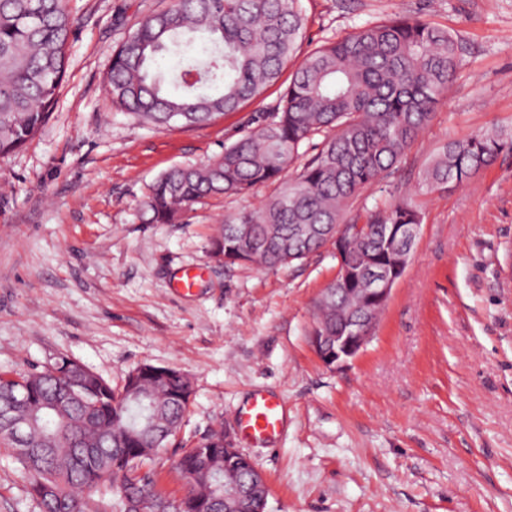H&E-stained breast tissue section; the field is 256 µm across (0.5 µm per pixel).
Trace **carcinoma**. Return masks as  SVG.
<instances>
[{
    "label": "carcinoma",
    "instance_id": "carcinoma-1",
    "mask_svg": "<svg viewBox=\"0 0 512 512\" xmlns=\"http://www.w3.org/2000/svg\"><path fill=\"white\" fill-rule=\"evenodd\" d=\"M304 28L300 0H170L143 18L112 49L107 89L113 103L155 126L201 125L238 110L278 84H288L271 120L261 123L204 163L174 166L149 187L147 224H175L207 197L245 195L276 183L257 211L224 221L212 253L228 264L276 268L301 260L327 242L321 230L338 225L351 201L390 172L429 126L459 65L457 39L415 17L372 22L297 59ZM77 21L63 0H0V153L22 149L57 103L67 48ZM204 33L220 51L183 67L171 94L158 59ZM322 137L319 151L293 178L284 172L300 148ZM512 137L479 132L448 142L428 163L422 185H463L491 165ZM356 215L343 230L341 264L353 277L321 292L315 303L318 336H342L364 308L360 289L381 273L401 275L413 247L409 225L421 213L408 200ZM351 288L346 294L343 289ZM186 375L145 365L114 387L78 361L16 377L0 376V399L27 390L17 409L33 414L24 449L11 415L0 414V447L30 479L43 512H88L85 493L99 494L94 512H239L214 490L230 466L249 477L255 465L221 439L182 448L176 468L192 481L195 503L182 506L160 493L147 465L176 441L189 412Z\"/></svg>",
    "mask_w": 512,
    "mask_h": 512
}]
</instances>
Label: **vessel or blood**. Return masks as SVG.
<instances>
[{"label": "vessel or blood", "mask_w": 512, "mask_h": 512, "mask_svg": "<svg viewBox=\"0 0 512 512\" xmlns=\"http://www.w3.org/2000/svg\"><path fill=\"white\" fill-rule=\"evenodd\" d=\"M242 438L249 442L271 443L285 428L282 401L265 390L254 391L234 415Z\"/></svg>", "instance_id": "1"}]
</instances>
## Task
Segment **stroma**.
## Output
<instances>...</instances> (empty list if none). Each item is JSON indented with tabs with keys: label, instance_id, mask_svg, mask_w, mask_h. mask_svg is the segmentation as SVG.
Instances as JSON below:
<instances>
[{
	"label": "stroma",
	"instance_id": "obj_1",
	"mask_svg": "<svg viewBox=\"0 0 512 512\" xmlns=\"http://www.w3.org/2000/svg\"><path fill=\"white\" fill-rule=\"evenodd\" d=\"M168 3L66 0L79 26L56 109L30 144L0 155V372L67 356L115 385L143 363L187 374L190 411L152 464L174 497L181 445L233 429L264 389L288 409L285 432L234 445L268 482L266 512H512V152L465 186L420 184L448 141L512 129V0H300L304 53L403 15L462 47L428 128L357 199L383 209L413 198L422 223L370 342L338 369L310 342L333 246L277 269L209 257L217 225L274 185L203 199L177 224L140 219L157 177L222 153L281 92L197 127H156L114 104L113 48ZM189 270L200 277L185 294ZM0 512H42L1 448Z\"/></svg>",
	"mask_w": 512,
	"mask_h": 512
}]
</instances>
